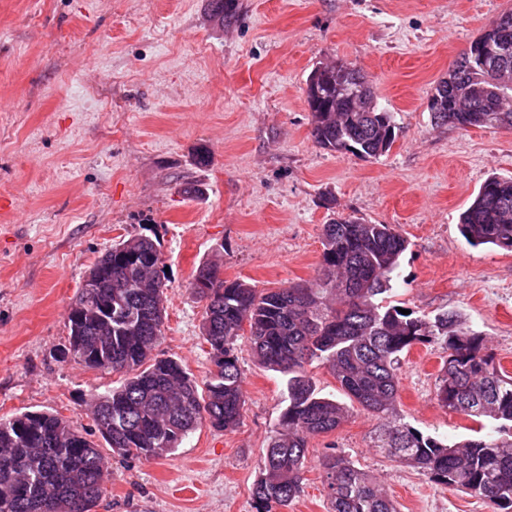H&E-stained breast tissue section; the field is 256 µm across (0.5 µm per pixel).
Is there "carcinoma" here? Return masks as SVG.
Returning a JSON list of instances; mask_svg holds the SVG:
<instances>
[{
	"mask_svg": "<svg viewBox=\"0 0 512 512\" xmlns=\"http://www.w3.org/2000/svg\"><path fill=\"white\" fill-rule=\"evenodd\" d=\"M312 136L323 149L374 158L394 139L391 113L378 107L372 83L352 64L319 65L306 83ZM429 99L443 110L435 124L512 130V59L491 76L462 53ZM483 109L479 122L472 109ZM460 217L473 246L512 251V177L490 175ZM316 277L259 289L220 280L213 261L194 280L210 284L202 336L213 370L204 386L173 357L153 355L164 327L165 283L160 250L147 235L115 243L89 267L68 314L62 358L107 373L117 387L90 395L94 424L112 452L155 459L173 452L208 421L231 431L245 406L238 356L248 331L260 365L282 376L284 409L252 486L256 512H281L303 492L309 440L335 432L350 406L317 388L308 366L323 365L350 402L381 420L373 448L432 482L481 499L490 512H512V376L486 351L485 337L447 311L404 315L380 298L389 291L407 240L390 224L339 216L322 228ZM439 343L447 356L436 387L444 408L488 422L463 441L425 436L401 421L400 355ZM329 512H398L375 477L331 452L321 463ZM107 461L97 444L57 413L26 411L0 418V512H92Z\"/></svg>",
	"mask_w": 512,
	"mask_h": 512,
	"instance_id": "cac0c4a2",
	"label": "carcinoma"
}]
</instances>
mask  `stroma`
Segmentation results:
<instances>
[{
	"instance_id": "35a3bbf8",
	"label": "stroma",
	"mask_w": 512,
	"mask_h": 512,
	"mask_svg": "<svg viewBox=\"0 0 512 512\" xmlns=\"http://www.w3.org/2000/svg\"><path fill=\"white\" fill-rule=\"evenodd\" d=\"M0 0V418L56 412L100 435L94 389L121 376L62 360L67 316L86 270L112 243L158 241L164 338L156 355L197 382L212 368L191 288L213 260L225 280L281 288L313 280L334 214L390 224L407 239L393 304L455 311L512 373V252L470 245L459 216L493 173L512 176V130L435 124L428 97L512 0ZM330 59L376 84L395 140L375 159L320 148L306 79ZM208 153L209 164L198 162ZM334 198L327 208L326 198ZM240 425H201L173 453L123 457L108 445L93 512H256L251 489L284 407L280 377L248 338ZM444 351L400 360L405 422L469 437L475 421L434 398ZM377 417L353 410L311 438L304 491L284 512H328V446L374 475L400 512H488L481 500L376 454Z\"/></svg>"
}]
</instances>
